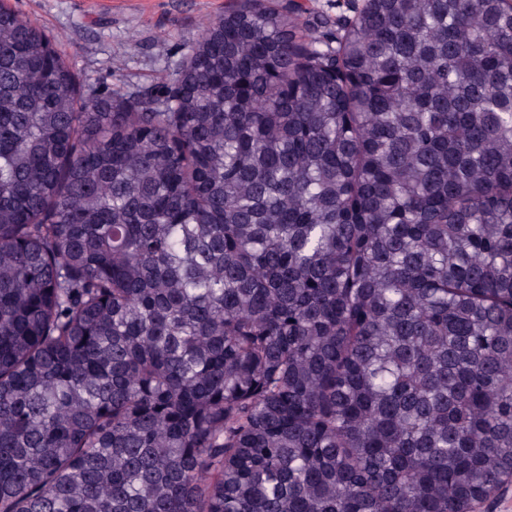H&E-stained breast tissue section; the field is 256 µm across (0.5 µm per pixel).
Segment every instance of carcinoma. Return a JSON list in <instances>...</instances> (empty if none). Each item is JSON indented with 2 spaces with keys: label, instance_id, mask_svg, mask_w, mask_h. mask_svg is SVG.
<instances>
[{
  "label": "carcinoma",
  "instance_id": "obj_1",
  "mask_svg": "<svg viewBox=\"0 0 512 512\" xmlns=\"http://www.w3.org/2000/svg\"><path fill=\"white\" fill-rule=\"evenodd\" d=\"M82 93L0 0V512H471L512 475V6L233 0ZM270 5H281L288 1V14L300 23H312L318 17L336 22L339 16H350L363 0H267Z\"/></svg>",
  "mask_w": 512,
  "mask_h": 512
}]
</instances>
